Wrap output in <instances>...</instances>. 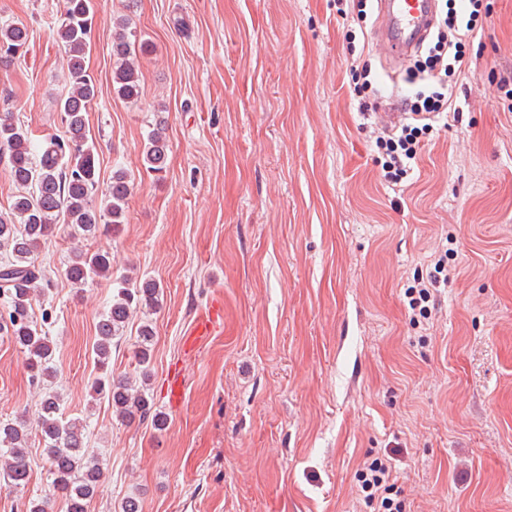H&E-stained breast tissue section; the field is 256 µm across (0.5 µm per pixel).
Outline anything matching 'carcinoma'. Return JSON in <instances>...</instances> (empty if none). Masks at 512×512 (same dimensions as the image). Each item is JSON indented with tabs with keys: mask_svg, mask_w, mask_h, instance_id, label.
<instances>
[{
	"mask_svg": "<svg viewBox=\"0 0 512 512\" xmlns=\"http://www.w3.org/2000/svg\"><path fill=\"white\" fill-rule=\"evenodd\" d=\"M95 19L93 0H65L56 30L67 58L69 92L60 102L65 134L37 143L13 113L0 114V160L5 161L18 189L9 214L0 213V300L5 308V313H0V333L10 337L24 354L31 382L37 385L52 379L55 371L51 365L54 342L45 330L53 323V314L45 309L37 318L32 308L33 297L48 293L52 280L35 264V253L60 224L70 227L73 239L78 240L124 223L133 190L129 175L119 169L112 173L105 191L98 192L96 147L89 142L85 122V112L97 94L95 80L85 65ZM114 25L113 86L119 97L134 100L140 93L137 52L144 50L145 44L137 43V35L125 19H115ZM28 42L25 25L0 26V54L14 58ZM143 156L148 171H165L168 142L164 123H155L148 133ZM64 275L77 286L110 279L116 291L96 325L92 353L99 375L87 384L91 400L108 398L130 422L151 418L160 423L145 392L133 389L127 378L112 374L110 359L112 340L121 335L134 309H151L157 304L161 285L145 278L131 288L127 278L112 277L109 253L79 245L70 250ZM152 336L150 324L139 328L141 347L136 359L145 380L149 379ZM37 427L50 482L43 496L28 500L26 512H51V504L58 498L66 504V512H87L100 488L103 460L86 449V419L64 415L60 397L49 392L40 404ZM27 442L23 422L0 420V481L14 493H24L31 478Z\"/></svg>",
	"mask_w": 512,
	"mask_h": 512,
	"instance_id": "cac0c4a2",
	"label": "carcinoma"
}]
</instances>
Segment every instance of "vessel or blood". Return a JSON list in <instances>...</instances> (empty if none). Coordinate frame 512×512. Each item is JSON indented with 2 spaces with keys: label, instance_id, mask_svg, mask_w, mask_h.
<instances>
[{
  "label": "vessel or blood",
  "instance_id": "1",
  "mask_svg": "<svg viewBox=\"0 0 512 512\" xmlns=\"http://www.w3.org/2000/svg\"><path fill=\"white\" fill-rule=\"evenodd\" d=\"M436 0H377L376 39L389 58L400 63L428 37Z\"/></svg>",
  "mask_w": 512,
  "mask_h": 512
}]
</instances>
